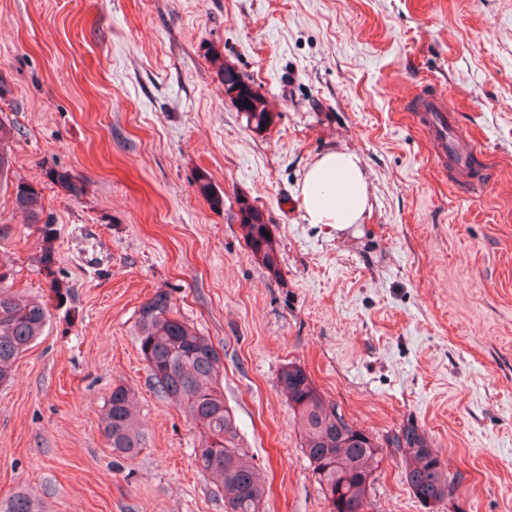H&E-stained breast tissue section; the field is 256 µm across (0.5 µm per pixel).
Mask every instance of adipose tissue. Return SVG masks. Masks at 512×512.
Segmentation results:
<instances>
[{"instance_id": "adipose-tissue-1", "label": "adipose tissue", "mask_w": 512, "mask_h": 512, "mask_svg": "<svg viewBox=\"0 0 512 512\" xmlns=\"http://www.w3.org/2000/svg\"><path fill=\"white\" fill-rule=\"evenodd\" d=\"M295 199L303 220L322 225L326 234L363 224L370 203L361 158L346 149L322 153L306 169Z\"/></svg>"}]
</instances>
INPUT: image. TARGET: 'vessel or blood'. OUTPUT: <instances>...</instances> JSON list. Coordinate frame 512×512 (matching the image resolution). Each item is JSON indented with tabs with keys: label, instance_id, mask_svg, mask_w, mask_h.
Here are the masks:
<instances>
[{
	"label": "vessel or blood",
	"instance_id": "vessel-or-blood-1",
	"mask_svg": "<svg viewBox=\"0 0 512 512\" xmlns=\"http://www.w3.org/2000/svg\"><path fill=\"white\" fill-rule=\"evenodd\" d=\"M413 110L434 145V156L438 163L448 162L456 168H465L476 147L462 143L455 127L449 125L448 106L444 97L420 92L414 100Z\"/></svg>",
	"mask_w": 512,
	"mask_h": 512
}]
</instances>
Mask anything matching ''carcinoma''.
<instances>
[{"label": "carcinoma", "instance_id": "1", "mask_svg": "<svg viewBox=\"0 0 512 512\" xmlns=\"http://www.w3.org/2000/svg\"><path fill=\"white\" fill-rule=\"evenodd\" d=\"M212 63L224 82L225 96L245 114L247 124L259 132L270 127L277 114L253 82L224 63L218 54L213 55ZM11 137L12 128L0 121V186L6 183L10 168L7 145ZM198 184L213 209L224 207L222 191L202 175ZM13 196L15 206L28 213L33 223L41 221L39 191L19 184L13 188ZM235 203L247 247L270 273L279 275L281 253L276 240L265 236L270 228L263 211L245 195L237 196ZM40 234L42 247L36 261L60 307L68 301L72 289L58 279L54 270L56 229L45 223ZM48 318L47 304L0 290L1 384L9 380L16 358L43 334ZM138 343L155 391L179 403L200 429L195 462L201 473L221 480L225 512H263L266 488L258 481L252 458L238 444L234 412L224 401L217 377L221 355L211 339L178 318L171 294L158 290L140 307ZM279 386L293 410L301 430L303 452L331 512H357V506L371 496L374 478L369 461L375 458L378 446L369 444L370 435L354 425H339L335 405L326 401L300 366L290 363L283 367ZM134 398L131 388L113 387L103 418L104 434L112 451L126 457L137 455L145 446V434L131 412ZM390 443L404 449V478L415 497L427 504L447 500L448 467L426 434L411 423L395 433ZM0 512L42 510L38 502L20 493L0 504Z\"/></svg>", "mask_w": 512, "mask_h": 512}]
</instances>
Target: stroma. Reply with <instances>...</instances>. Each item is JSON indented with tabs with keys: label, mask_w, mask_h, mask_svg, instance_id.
<instances>
[{
	"label": "stroma",
	"mask_w": 512,
	"mask_h": 512,
	"mask_svg": "<svg viewBox=\"0 0 512 512\" xmlns=\"http://www.w3.org/2000/svg\"><path fill=\"white\" fill-rule=\"evenodd\" d=\"M215 53L271 103L268 129L225 99ZM421 91L478 146L477 179L434 161L407 110ZM0 120L9 180L40 190L72 287L0 385V501L224 512L136 341L162 288L221 354L264 512H330L280 390L291 362L379 444L373 512H448L404 479L390 439L410 423L456 474L461 512H512V0H0ZM333 148L361 157L371 210L329 236L293 197ZM240 194L270 224L279 275L245 243ZM0 224L9 289L49 299L38 227L4 190ZM118 385L146 436L133 457L103 432Z\"/></svg>",
	"instance_id": "35a3bbf8"
}]
</instances>
